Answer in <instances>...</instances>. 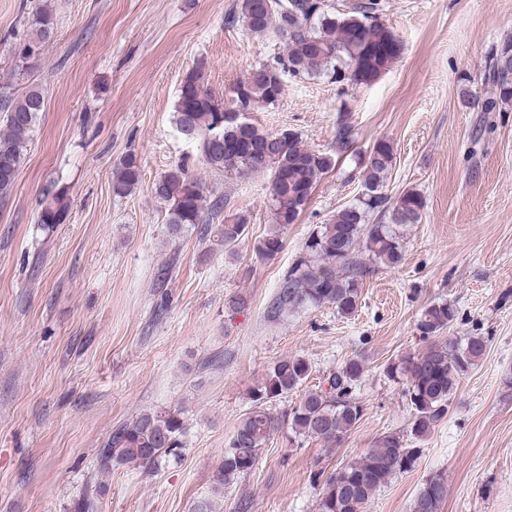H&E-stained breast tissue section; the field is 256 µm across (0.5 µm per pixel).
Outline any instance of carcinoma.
<instances>
[{"instance_id": "obj_1", "label": "carcinoma", "mask_w": 512, "mask_h": 512, "mask_svg": "<svg viewBox=\"0 0 512 512\" xmlns=\"http://www.w3.org/2000/svg\"><path fill=\"white\" fill-rule=\"evenodd\" d=\"M376 0L354 7L338 17L325 0H241L240 18L247 34L276 37L284 54L253 71L237 85L229 105L224 106L204 87L205 62L200 61L180 83L173 121L179 137L195 146L205 164L226 175L266 173L270 177L273 222L276 230L256 246L260 257H270L283 247L282 229L295 223L308 203L320 175L333 168L334 159L305 146L295 132H265L248 121L246 114L276 104L284 92V76L321 78L338 82L369 83L399 56L397 36L376 16ZM55 34L54 20L44 8L32 14L26 37L12 50L15 68L26 71L40 59ZM485 78L493 83V96L481 103L483 112H504L512 104V39L503 42L491 57ZM44 96L36 87L15 96L0 89V199L11 190L32 140ZM392 144L380 140L363 161L364 192L356 203L345 206L327 224L313 229L304 243L305 257L284 276L270 305L279 315L304 305L329 304L342 316L358 309L363 280L370 264L388 267L403 259L399 227L418 224L424 200L407 190L393 201L385 193V179L392 166ZM137 157L127 156L112 180L116 196L129 194L139 183ZM152 194L167 213V231L179 238L195 231L200 240L232 250L245 237L248 224L239 218L212 225L219 204L205 210L203 187L184 159L160 175ZM377 222L368 223V217ZM68 211L60 194L42 202L37 224L49 231L67 221ZM366 242L371 263L355 259L360 242ZM457 309L442 301L422 311L417 330L429 341L426 349L390 364L387 376L405 382V395L414 409L412 434L426 437L448 413V403L460 376L477 364L487 349L482 336L456 342L442 336L456 320ZM311 372L301 357L286 358L274 365L252 392V410L239 423L224 450L216 475L218 486L232 484L256 465L265 442L278 429L279 420L268 403L296 392ZM364 363L356 358L328 379L329 388L304 392L291 410L289 428L298 437L323 441L333 447L341 443L363 414L355 396ZM184 423L175 412L144 413L118 428L100 449L99 466L132 464L155 470L164 458L181 455ZM422 449L408 447L400 437L386 434L374 448L357 460L344 464L324 478L318 512H364L370 498L397 474L418 464ZM448 494V475H430L422 483L411 512H439Z\"/></svg>"}]
</instances>
